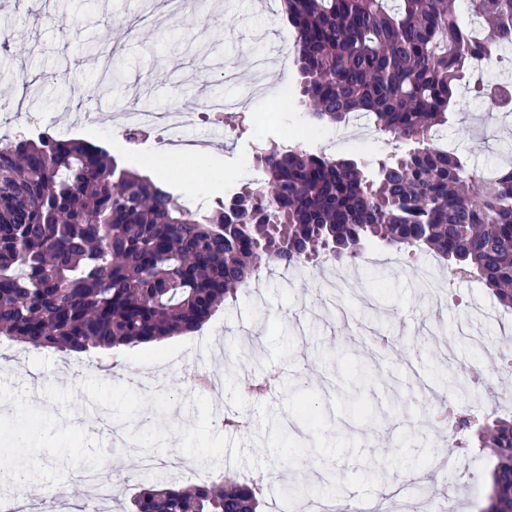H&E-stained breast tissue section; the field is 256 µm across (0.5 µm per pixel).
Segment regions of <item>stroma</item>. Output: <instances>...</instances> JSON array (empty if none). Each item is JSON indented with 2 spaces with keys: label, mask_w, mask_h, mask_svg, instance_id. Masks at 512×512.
I'll return each mask as SVG.
<instances>
[{
  "label": "stroma",
  "mask_w": 512,
  "mask_h": 512,
  "mask_svg": "<svg viewBox=\"0 0 512 512\" xmlns=\"http://www.w3.org/2000/svg\"><path fill=\"white\" fill-rule=\"evenodd\" d=\"M152 3V16L140 21L129 16L127 0H9L0 21L12 14L26 22L16 29L10 50L0 51V138L24 130L5 112L14 91L10 75L22 71L38 80L31 110L42 129L93 143L122 165L147 170L195 208L230 198L251 183L255 147L287 143L295 132L303 149L358 159L372 172L390 155L385 136L352 143L348 127L314 125L303 103L283 102V90L298 83L292 60L275 66L265 92L242 108L187 127L184 146L130 140L112 119L115 106L138 100L160 111L188 108L200 86L240 96L252 79L254 59L275 46L293 47L295 39L282 9L270 13L251 0H197L179 20L167 16L164 0ZM114 47L125 62V81L102 94L95 89L101 65L95 53ZM64 66L69 79H57ZM442 143L487 171L512 162V114L459 95L449 107ZM425 263L434 278L447 279V261L382 242L365 245L352 263L264 268L197 332L91 357L2 344L0 377L12 388L28 389L31 402L42 408L49 405L43 395L48 385L77 387L89 376L156 385L183 407L186 422L156 451L154 469H141L139 453L106 445L103 470L113 471L119 460L130 477L109 512H121L140 483L174 475L191 482L201 471L212 479L228 472L243 482L272 473L276 495L307 475L321 497L327 479L318 455L324 450L334 453L343 476V501L365 506L392 499L406 485V471L424 462L431 478L419 489L422 497L451 500L454 512H482L493 466L489 454L476 448L459 453L449 445L451 430L429 427V408L416 399L415 380L436 385L443 374L460 379L483 367L486 379L473 405L483 421L512 419V373L501 372L457 333L474 310H482L486 317L477 327L485 342L512 355V342L503 336L512 313L473 279L458 283L460 305L432 300L422 279ZM189 362L221 377V403L190 387L183 372ZM278 367L286 371L280 398L255 402L244 396L240 387L249 376ZM352 387L366 415L351 414L342 400ZM303 391L318 402L312 425L299 417ZM222 411L247 415L250 431L229 436L216 429L212 419ZM185 454L196 457V464L182 462Z\"/></svg>",
  "instance_id": "35a3bbf8"
}]
</instances>
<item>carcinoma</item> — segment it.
Here are the masks:
<instances>
[{
  "label": "carcinoma",
  "mask_w": 512,
  "mask_h": 512,
  "mask_svg": "<svg viewBox=\"0 0 512 512\" xmlns=\"http://www.w3.org/2000/svg\"><path fill=\"white\" fill-rule=\"evenodd\" d=\"M299 95L317 125L371 118L408 148L378 163L297 145L256 156L264 181L201 211L80 140H0V341L94 353L193 333L263 268H302L367 239L416 247L482 282L512 312V166H467L434 137L463 89L506 113L512 81L475 63L512 49V0H281ZM495 458L483 512H512V420L477 434ZM264 485L225 475L142 485L127 512H260Z\"/></svg>",
  "instance_id": "obj_1"
}]
</instances>
